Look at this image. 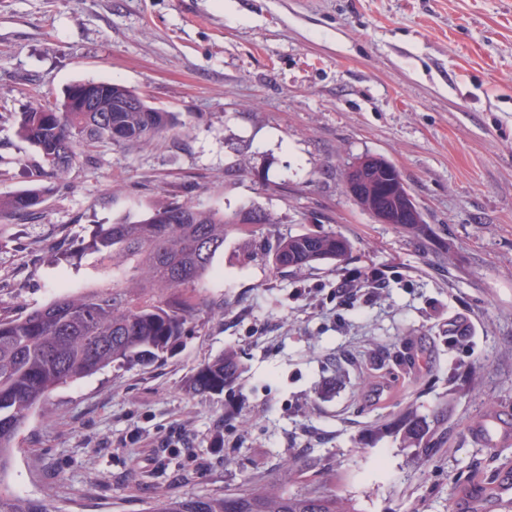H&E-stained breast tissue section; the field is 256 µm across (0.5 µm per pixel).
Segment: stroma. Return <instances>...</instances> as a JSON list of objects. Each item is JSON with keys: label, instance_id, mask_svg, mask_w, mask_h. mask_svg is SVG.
Wrapping results in <instances>:
<instances>
[{"label": "stroma", "instance_id": "1", "mask_svg": "<svg viewBox=\"0 0 512 512\" xmlns=\"http://www.w3.org/2000/svg\"><path fill=\"white\" fill-rule=\"evenodd\" d=\"M114 81L189 132L92 148L47 180L41 213L0 221V311L101 284L95 258L47 262L94 225L188 200L255 206L274 225L229 231L195 332L149 366L61 385L29 415L0 484L53 512H148L160 497L237 489L302 458L359 512H446L461 485L512 469V0H0V197L28 188L33 97ZM400 171L423 233L377 223L344 192L348 162ZM333 231L349 261L279 272L267 236ZM377 273L374 294L337 287ZM233 350L232 390L195 385ZM439 408L427 462L367 422ZM222 434L223 447L211 444Z\"/></svg>", "mask_w": 512, "mask_h": 512}]
</instances>
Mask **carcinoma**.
Instances as JSON below:
<instances>
[{"label":"carcinoma","mask_w":512,"mask_h":512,"mask_svg":"<svg viewBox=\"0 0 512 512\" xmlns=\"http://www.w3.org/2000/svg\"><path fill=\"white\" fill-rule=\"evenodd\" d=\"M105 107L137 93L117 83L99 82ZM188 133L172 112H39L21 114L17 136L34 146L47 178L66 174L86 149L99 143L128 147ZM381 198L374 204L410 192L386 169L376 175ZM45 187L37 185L0 198V217L37 214ZM257 208L230 214L195 203L154 207L137 220L100 224L81 250L96 255L109 283L73 292L60 289L45 305L13 316L0 314V473L9 466L21 427L31 411L60 385L108 367L150 365L171 351L200 321L207 304L200 286L212 274L215 256L224 251L228 229L251 236L255 227L272 224ZM350 242L334 232L308 231L278 236L266 257L279 271H301L321 262H341ZM233 352L204 364L198 389L222 391L237 383ZM443 415L414 410L381 424L366 425L370 442L390 435L401 447L422 456L440 445ZM300 457L290 455L273 483L234 493L164 497L151 512H357L351 499L327 487L298 483ZM0 512H52L50 501H34L0 485Z\"/></svg>","instance_id":"obj_1"}]
</instances>
